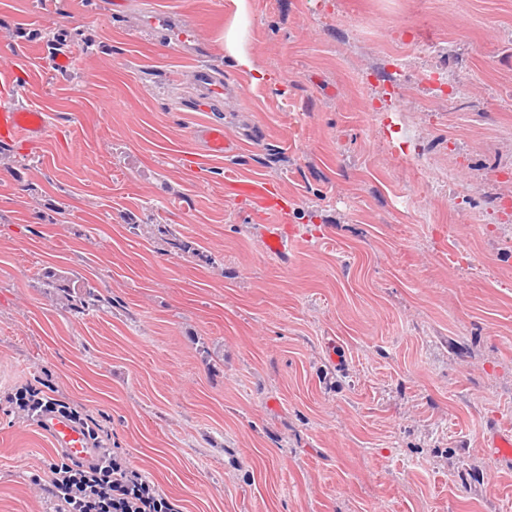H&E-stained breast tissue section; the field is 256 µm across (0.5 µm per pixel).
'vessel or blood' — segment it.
Segmentation results:
<instances>
[{
	"label": "vessel or blood",
	"instance_id": "vessel-or-blood-1",
	"mask_svg": "<svg viewBox=\"0 0 512 512\" xmlns=\"http://www.w3.org/2000/svg\"><path fill=\"white\" fill-rule=\"evenodd\" d=\"M23 67L13 64L0 67V144L8 146L24 139L42 141L48 130L45 112L25 100L26 79ZM187 82L195 90L194 106L206 111L210 106L223 102L231 89L225 85L223 77L206 62L193 64L187 73ZM193 137L202 154L214 159H224L236 154L239 142L231 137L223 124L204 123L194 128ZM259 216L260 232L267 253L286 256L292 239L284 230L288 222V201L277 191L260 187ZM50 439L54 447L60 448L72 460L88 463L97 458L98 453L80 427L61 418H45ZM489 450L494 457L512 460V431L497 430L489 442Z\"/></svg>",
	"mask_w": 512,
	"mask_h": 512
}]
</instances>
